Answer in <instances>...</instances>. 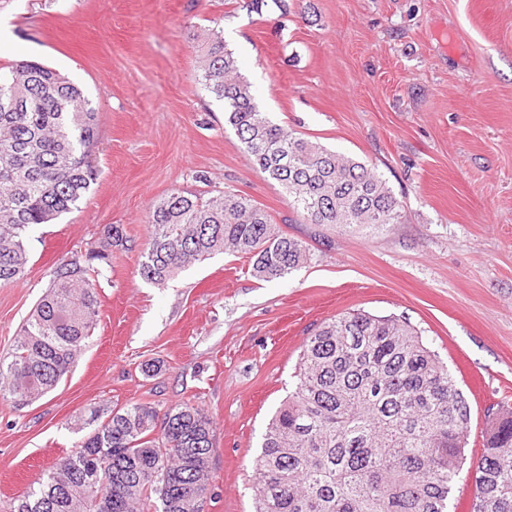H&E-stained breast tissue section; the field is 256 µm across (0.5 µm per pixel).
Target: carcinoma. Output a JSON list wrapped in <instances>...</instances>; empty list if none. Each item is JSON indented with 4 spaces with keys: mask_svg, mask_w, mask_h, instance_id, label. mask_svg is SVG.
<instances>
[{
    "mask_svg": "<svg viewBox=\"0 0 512 512\" xmlns=\"http://www.w3.org/2000/svg\"><path fill=\"white\" fill-rule=\"evenodd\" d=\"M201 53L202 81L245 152L304 220L401 223L382 175L260 111L221 32L205 34ZM97 140L96 109L76 83L27 61L0 72V285L24 274L28 232L69 212L95 184ZM147 224L138 272L157 286L226 250L250 256L262 280L308 259L302 241L233 192L205 199L175 190L149 208ZM114 248L129 245L111 224L98 247L54 269L0 360L1 396L25 405L75 365L98 317L96 277ZM296 378L265 430L256 512H448L464 468L474 487L469 512H512V408L487 409L491 427L480 453L468 455L469 401L409 322L360 311L326 322L303 345ZM79 429L88 433L75 450L7 512H203L214 422L200 407L93 408Z\"/></svg>",
    "mask_w": 512,
    "mask_h": 512,
    "instance_id": "cac0c4a2",
    "label": "carcinoma"
}]
</instances>
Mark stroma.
I'll return each mask as SVG.
<instances>
[{"label": "stroma", "mask_w": 512, "mask_h": 512, "mask_svg": "<svg viewBox=\"0 0 512 512\" xmlns=\"http://www.w3.org/2000/svg\"><path fill=\"white\" fill-rule=\"evenodd\" d=\"M286 3L257 15L247 0H0V69L60 71L99 120L96 184L32 228L26 274L0 285V358L58 263L111 224L132 243L98 277L97 326L68 376L25 407L0 397V512L72 453L90 409L187 400L215 427L205 512H254L255 460L303 344L353 310L419 330L469 400L470 450L488 407L512 404V0ZM214 24L260 110L375 167L401 223H305L202 83L196 46ZM175 189L251 198L307 263L261 281L224 252L146 282V214Z\"/></svg>", "instance_id": "obj_1"}]
</instances>
